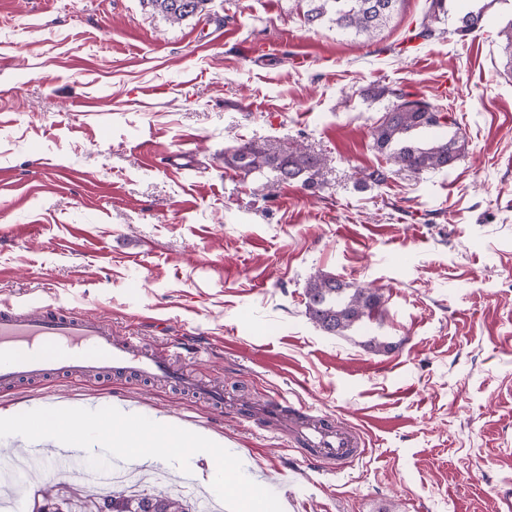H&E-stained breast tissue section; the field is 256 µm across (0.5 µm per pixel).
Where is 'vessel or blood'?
I'll return each mask as SVG.
<instances>
[{"label": "vessel or blood", "mask_w": 512, "mask_h": 512, "mask_svg": "<svg viewBox=\"0 0 512 512\" xmlns=\"http://www.w3.org/2000/svg\"><path fill=\"white\" fill-rule=\"evenodd\" d=\"M202 353V346L185 342L160 350L143 349L136 337L114 335L111 324L88 312L65 313L50 306L33 310L0 307L1 389L59 373L76 377L136 373L174 383L210 404L223 406V390L209 387L180 366L181 361ZM240 411L245 418L258 419L267 426L288 424L294 444L319 461L341 467L365 453L358 428L304 403L292 402L285 395L267 397L259 404H242ZM24 455L25 468L77 471L94 489L111 476L107 470L85 469L87 452L75 446L47 449L33 445Z\"/></svg>", "instance_id": "b4317fda"}]
</instances>
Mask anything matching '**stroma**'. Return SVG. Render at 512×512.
I'll return each instance as SVG.
<instances>
[{
    "instance_id": "stroma-1",
    "label": "stroma",
    "mask_w": 512,
    "mask_h": 512,
    "mask_svg": "<svg viewBox=\"0 0 512 512\" xmlns=\"http://www.w3.org/2000/svg\"><path fill=\"white\" fill-rule=\"evenodd\" d=\"M430 0H401L371 41L308 25L303 0H209L173 24L141 0H0V306L91 311L188 362L231 399L282 393L357 425L335 470L263 427L147 378L66 375L0 390V411L123 406L224 441L283 512H496L512 488V0L479 30L423 40ZM400 87L447 111L453 170H387L370 128ZM326 158L319 185L243 175L245 143ZM186 152L176 170L169 154ZM384 295L348 337L305 315L316 272ZM372 336L389 352L364 346ZM202 481L185 488V470ZM142 466L140 493L215 499L200 454ZM79 494L78 474L18 478Z\"/></svg>"
}]
</instances>
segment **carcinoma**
Segmentation results:
<instances>
[{
    "label": "carcinoma",
    "mask_w": 512,
    "mask_h": 512,
    "mask_svg": "<svg viewBox=\"0 0 512 512\" xmlns=\"http://www.w3.org/2000/svg\"><path fill=\"white\" fill-rule=\"evenodd\" d=\"M168 21L179 24L201 13L208 0H143ZM304 16L313 24L331 22L367 40L388 22L400 0H304ZM430 22L418 32L422 38L435 36L432 23L445 11V0H431ZM482 10H467L459 18L460 30L480 28ZM392 98L386 112L372 124L373 147L386 155L396 170L421 174L448 170L464 150L456 137L442 138L420 146L412 136L432 128L448 126L444 109L423 98H415L400 88L385 89ZM227 163L249 176L269 171L283 182L310 183L326 166V159L309 155L301 148L272 150L254 143L233 150ZM383 294L371 288H354L335 276L317 272L310 276L305 290V315L330 336L344 337L382 313ZM63 512H100V503L71 495L62 499ZM114 512H186L181 501L163 492L151 495L118 494L112 498Z\"/></svg>",
    "instance_id": "obj_1"
}]
</instances>
